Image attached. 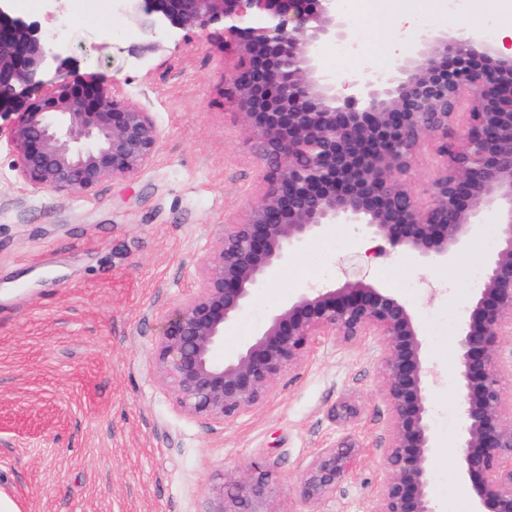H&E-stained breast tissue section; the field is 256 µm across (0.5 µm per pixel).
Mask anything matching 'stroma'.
Instances as JSON below:
<instances>
[{
	"label": "stroma",
	"instance_id": "35a3bbf8",
	"mask_svg": "<svg viewBox=\"0 0 512 512\" xmlns=\"http://www.w3.org/2000/svg\"><path fill=\"white\" fill-rule=\"evenodd\" d=\"M16 10L57 31L79 73L103 72L151 112L160 138L132 179L62 195L25 184L16 152L0 143V492L20 512H214L226 478L268 476L267 512H302L300 481L319 449L349 450L333 494L314 512H369L387 474L381 448L389 409L380 395L375 336L352 343L321 337L309 358L283 373L265 403L213 425L180 412L151 353L163 325L198 280V261L218 249L224 224L242 218L262 187L259 144L224 101L220 26L189 41L148 37L120 11L84 17L76 0L49 13L46 0ZM434 0L347 19L356 54L325 44L322 73L346 80L361 59L375 70L406 55L413 33L402 18L433 11ZM295 249L224 331L222 356L236 354L288 299L311 285L379 282L414 310L439 379L431 393L436 451L432 493L451 512L459 480L455 343L474 287L468 264L487 257L471 242L452 267L422 265L410 253L379 251L359 226ZM351 418L333 417L336 406Z\"/></svg>",
	"mask_w": 512,
	"mask_h": 512
}]
</instances>
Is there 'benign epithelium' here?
<instances>
[{"label": "benign epithelium", "mask_w": 512, "mask_h": 512, "mask_svg": "<svg viewBox=\"0 0 512 512\" xmlns=\"http://www.w3.org/2000/svg\"><path fill=\"white\" fill-rule=\"evenodd\" d=\"M115 2L152 36L185 40L222 25L224 50L237 57L224 98L263 144V194L244 220L223 225L219 249L199 259L196 287L154 348V369L179 409L224 424L265 402L319 337L377 336L390 474L369 512H437L433 362L412 308L392 289L364 281L308 288L236 357L221 359L217 349L255 290L333 224H360L394 250L448 266L490 213L497 249L456 342L458 465L472 512H512V394L499 358L512 335V57L497 54L483 32L461 42L424 30L392 71L340 83L317 67L324 43L350 35L336 0ZM69 63L54 36L0 0V136L16 149L25 182L76 195L133 177L154 157L159 131L151 113L115 93L110 76L80 75ZM426 139L440 167L423 206L408 174ZM346 468L335 447L318 451L301 478L305 512L336 490ZM264 497L263 481L233 479L214 512H261Z\"/></svg>", "instance_id": "1"}]
</instances>
